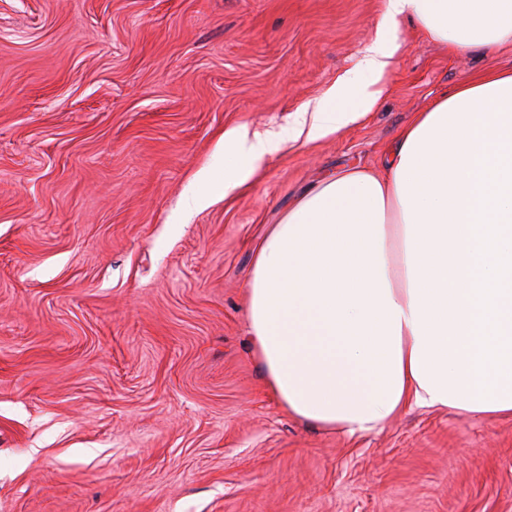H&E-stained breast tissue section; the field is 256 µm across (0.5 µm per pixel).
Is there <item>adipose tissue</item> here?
Wrapping results in <instances>:
<instances>
[{
  "label": "adipose tissue",
  "mask_w": 512,
  "mask_h": 512,
  "mask_svg": "<svg viewBox=\"0 0 512 512\" xmlns=\"http://www.w3.org/2000/svg\"><path fill=\"white\" fill-rule=\"evenodd\" d=\"M455 53L512 45V0H387ZM350 110L299 116L315 141L379 90L343 79ZM224 133V187L278 151ZM252 351L289 414L348 435L412 406L512 416V71L488 70L418 113L379 173L349 169L301 197L257 244Z\"/></svg>",
  "instance_id": "1"
}]
</instances>
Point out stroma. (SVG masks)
Instances as JSON below:
<instances>
[{"mask_svg":"<svg viewBox=\"0 0 512 512\" xmlns=\"http://www.w3.org/2000/svg\"><path fill=\"white\" fill-rule=\"evenodd\" d=\"M387 0H0V512H512V417L411 408L349 436L289 415L249 344L255 246L377 169L512 45L455 55ZM400 44L361 121L298 113ZM281 139L244 185L222 138ZM211 192L203 209L194 195Z\"/></svg>","mask_w":512,"mask_h":512,"instance_id":"1","label":"stroma"}]
</instances>
